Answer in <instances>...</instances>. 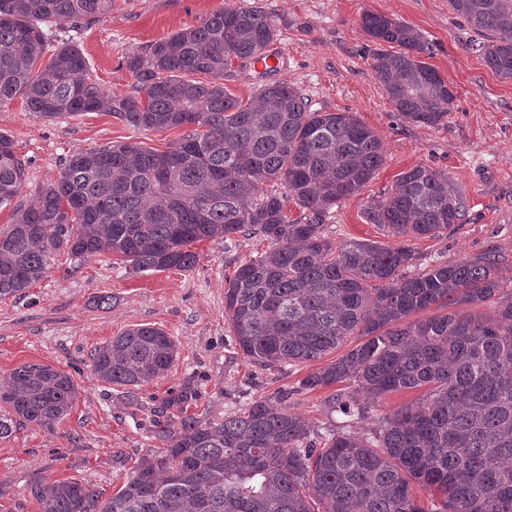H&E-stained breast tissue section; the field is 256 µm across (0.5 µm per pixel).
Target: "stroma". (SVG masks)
<instances>
[{
    "instance_id": "35a3bbf8",
    "label": "stroma",
    "mask_w": 512,
    "mask_h": 512,
    "mask_svg": "<svg viewBox=\"0 0 512 512\" xmlns=\"http://www.w3.org/2000/svg\"><path fill=\"white\" fill-rule=\"evenodd\" d=\"M240 0H112V10L73 37L88 61L89 76L108 95L134 94L136 80L127 56ZM272 20L277 37L270 51L277 69L257 70L242 60L224 73L226 89L238 98L253 96L263 84L279 81L298 88L312 109L351 112L374 130L385 162L357 196L333 207L325 237L390 245L392 237L366 223L367 202L391 190L398 175L418 165L448 174L468 198L469 221L437 238L414 241L413 273L430 265L464 261L487 249L500 256L501 294L512 293V80L485 64L474 32L448 0H250ZM397 19L420 31L434 47L430 63L447 81L456 100L438 126H417L396 116L372 76L364 53L368 40L363 12ZM0 132L11 135L16 153L29 160L22 202L58 178L70 152L112 144H140L167 150L186 128L137 130L107 112L47 122L21 100L0 105ZM270 241L237 236L230 242L196 244L191 271L127 273L119 256L101 254L84 261L59 259L25 295L0 299V384L26 363L62 369L79 394L69 416L54 428L28 425L0 442V512H38L33 488L44 481L91 482L104 495L116 492L137 461L158 443L150 435L151 410L191 385L195 394L183 408L200 419L223 417L256 400L282 404L300 414L318 435L338 429L343 418L327 403L330 390L303 391L300 380L312 364L284 369L243 357L233 341L224 310L226 277ZM111 298L109 308L97 296ZM166 330L179 354L169 372L129 393L101 381L91 370L90 353L114 336L139 326Z\"/></svg>"
}]
</instances>
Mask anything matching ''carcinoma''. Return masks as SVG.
<instances>
[{
    "mask_svg": "<svg viewBox=\"0 0 512 512\" xmlns=\"http://www.w3.org/2000/svg\"><path fill=\"white\" fill-rule=\"evenodd\" d=\"M486 41L496 75L512 79V0H448ZM112 0H0V105L21 99L45 121L109 112L146 130L191 126L166 151L119 144L78 150L28 205L17 198L29 161L0 133V299L42 280L56 257L118 254L126 272L189 271L193 244L263 237L275 247L226 279L234 342L265 366L318 361L300 389L356 385L370 399L417 389L422 402L379 421L367 437L331 433L317 445L288 407L255 401L222 420H153L164 447L141 457L107 500L89 482L47 481L39 512H512V293L499 294V255L403 273L409 241L468 221L465 194L448 174L418 165L364 208L396 246L323 235L330 210L384 164L375 133L351 112L311 110L284 83L244 101L224 87L230 59H252L276 37L255 6L226 7L126 58L136 93L118 100L86 77L73 30L109 13ZM373 77L409 124L437 126L456 96L422 60L433 44L413 27L365 12ZM187 73L212 80L194 81ZM270 189H265V185ZM285 192H277V186ZM306 222L288 220V201ZM495 301L490 313L478 310ZM417 319H412V316ZM177 343L165 330H126L90 353L97 377L135 391L165 375ZM77 400L72 376L44 364L16 368L0 390V442L20 426L52 428ZM328 405L350 420L367 413L355 392Z\"/></svg>",
    "mask_w": 512,
    "mask_h": 512,
    "instance_id": "1",
    "label": "carcinoma"
}]
</instances>
